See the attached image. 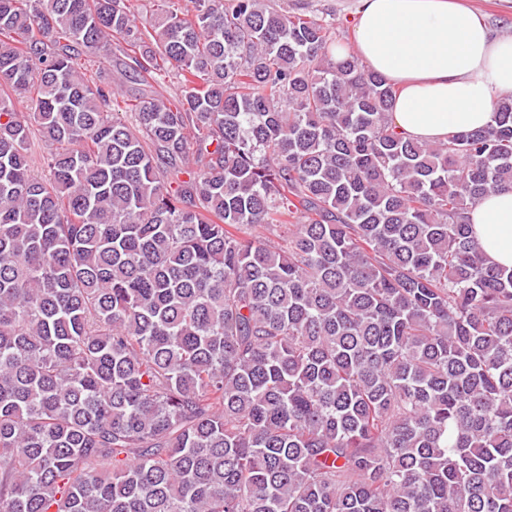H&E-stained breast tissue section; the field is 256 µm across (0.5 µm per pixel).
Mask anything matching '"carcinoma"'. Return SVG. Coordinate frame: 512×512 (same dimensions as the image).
Masks as SVG:
<instances>
[{
    "label": "carcinoma",
    "mask_w": 512,
    "mask_h": 512,
    "mask_svg": "<svg viewBox=\"0 0 512 512\" xmlns=\"http://www.w3.org/2000/svg\"><path fill=\"white\" fill-rule=\"evenodd\" d=\"M335 46L276 0H0V512H512L469 220L512 96L419 142Z\"/></svg>",
    "instance_id": "carcinoma-1"
}]
</instances>
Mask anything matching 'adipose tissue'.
Returning <instances> with one entry per match:
<instances>
[{
    "mask_svg": "<svg viewBox=\"0 0 512 512\" xmlns=\"http://www.w3.org/2000/svg\"><path fill=\"white\" fill-rule=\"evenodd\" d=\"M350 53L394 85L392 120L420 141L485 127L512 95V36L462 0H359L352 42L335 56ZM470 221L490 261L512 268V191L486 197Z\"/></svg>",
    "mask_w": 512,
    "mask_h": 512,
    "instance_id": "1",
    "label": "adipose tissue"
}]
</instances>
